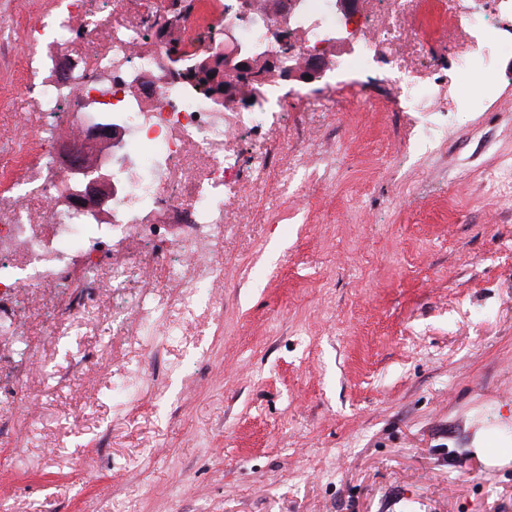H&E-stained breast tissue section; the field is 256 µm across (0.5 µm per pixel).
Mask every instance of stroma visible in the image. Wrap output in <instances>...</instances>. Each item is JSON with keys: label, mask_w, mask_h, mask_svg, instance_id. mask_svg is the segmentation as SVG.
<instances>
[{"label": "stroma", "mask_w": 512, "mask_h": 512, "mask_svg": "<svg viewBox=\"0 0 512 512\" xmlns=\"http://www.w3.org/2000/svg\"><path fill=\"white\" fill-rule=\"evenodd\" d=\"M62 0H0V196L17 172L50 174L28 87L80 67L35 39ZM100 23L156 15L233 47L224 0H88ZM378 29L368 67L304 84L271 75L277 123L237 129L238 184L209 247L219 294L172 305L167 235L186 210H146L153 234H103L102 267L159 257L155 286L119 295L155 307L153 335L112 329L111 291L86 327L47 329L67 291L8 306L0 337V512H512V5L360 0ZM480 50L490 90L458 83ZM428 81L435 102L414 105ZM268 167L254 181L259 161ZM39 347L29 363L23 344ZM27 373L36 414L6 410Z\"/></svg>", "instance_id": "obj_1"}]
</instances>
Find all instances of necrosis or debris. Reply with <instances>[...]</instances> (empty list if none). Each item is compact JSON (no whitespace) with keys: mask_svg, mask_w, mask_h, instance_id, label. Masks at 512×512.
I'll return each instance as SVG.
<instances>
[{"mask_svg":"<svg viewBox=\"0 0 512 512\" xmlns=\"http://www.w3.org/2000/svg\"><path fill=\"white\" fill-rule=\"evenodd\" d=\"M304 39L302 51L321 45L328 34L345 26L330 0H303V9L294 20ZM137 24L113 25L90 56L83 78L73 86L71 101L80 105L99 98L105 110L119 114L130 130L127 150L137 160L136 173L116 169L118 186L113 195L112 223L120 236H136L137 221L144 208L164 202L174 209H188L194 223L211 232L224 231V207L221 198L226 187L234 185L238 174L224 157L223 135L230 125H252L254 113L238 112L233 124H226L224 113L216 111L201 95L183 91L177 81L156 85L153 102L142 107L132 83L141 72H156L165 62L162 43L142 49ZM194 156V183L184 186L176 168L187 156ZM57 189L56 182L40 184L22 182L9 197H0V213H9V221H0V254H7L9 268L0 267V303L16 300L20 289L35 290L52 282L70 288L71 293L53 312L52 322L82 323L91 313L96 292L102 282L122 288L130 267L113 264L108 280H101L94 258H87L81 276L69 269L74 248L100 230L84 210L67 213L42 209L32 211V199L49 201ZM182 265L177 279L176 302L190 304L202 282H217L220 270L207 259L192 233L170 239Z\"/></svg>","mask_w":512,"mask_h":512,"instance_id":"4bbe7bcc","label":"necrosis or debris"}]
</instances>
